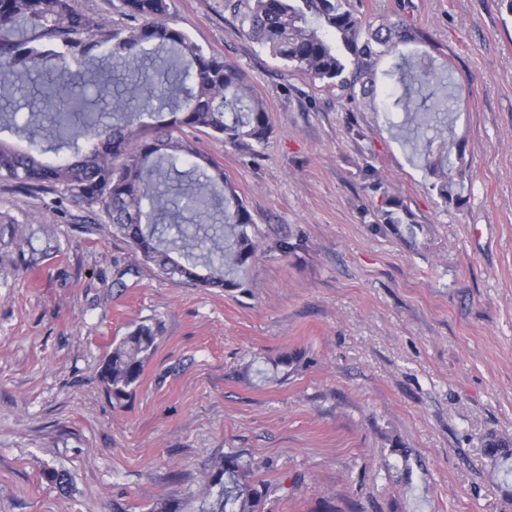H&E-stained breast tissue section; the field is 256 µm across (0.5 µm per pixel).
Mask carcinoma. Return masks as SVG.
Here are the masks:
<instances>
[{"label":"carcinoma","mask_w":512,"mask_h":512,"mask_svg":"<svg viewBox=\"0 0 512 512\" xmlns=\"http://www.w3.org/2000/svg\"><path fill=\"white\" fill-rule=\"evenodd\" d=\"M121 2L129 23L114 28L76 0H0V119L15 121L10 109L18 93H28L31 104L26 123L17 127L30 148L21 152L0 141V181L50 190L55 203L105 218L169 278L244 288L238 272L255 251L251 214L217 163L178 132L202 130L256 153L271 133L265 102L236 65L167 23L168 0ZM224 11L284 68L307 72L354 104L372 101L380 90L386 111L409 113L413 97L435 87L439 92L429 94L435 112L419 118L421 130L458 106L450 71L436 70L427 55L413 60L404 53L426 37L401 18L367 26L349 0H224ZM385 56L397 62L380 88L377 71ZM114 72L122 73L125 88L112 92L105 121L100 100L77 87H104ZM145 114L157 119L161 135L151 136L140 123ZM62 148L71 157L42 158ZM454 186L448 176L440 182L443 204L458 201ZM377 220L403 224L412 237L420 229L408 223L406 207L394 197L386 198ZM5 234L16 241L23 230L1 214L0 237ZM156 335L153 326L138 324L113 346L100 378L115 400L133 393ZM304 364L302 352L286 351L271 360L272 378ZM483 453L504 475L512 474L509 440L489 435ZM270 487L230 454L206 469L197 495L159 502L151 512H262Z\"/></svg>","instance_id":"carcinoma-1"}]
</instances>
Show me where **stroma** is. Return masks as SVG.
Here are the masks:
<instances>
[{
    "instance_id": "obj_1",
    "label": "stroma",
    "mask_w": 512,
    "mask_h": 512,
    "mask_svg": "<svg viewBox=\"0 0 512 512\" xmlns=\"http://www.w3.org/2000/svg\"><path fill=\"white\" fill-rule=\"evenodd\" d=\"M423 31L460 106L435 140L462 146L464 191L382 103L358 106L280 63L224 15L171 0L168 23L241 70L267 106L259 155L187 128L250 211L246 291L158 275L105 224L0 182V512H151L236 453L271 483L264 512H512L483 455L512 440V13L500 0H351ZM400 199L417 240L377 221ZM292 248L282 252L281 242ZM158 331L133 394L99 377L135 325ZM304 350L285 380L243 379ZM68 472L67 488L45 473Z\"/></svg>"
}]
</instances>
